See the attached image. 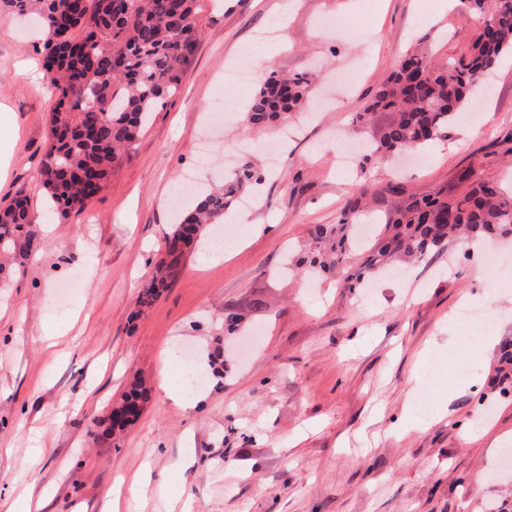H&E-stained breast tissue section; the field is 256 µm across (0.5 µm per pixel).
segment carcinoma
<instances>
[{
  "instance_id": "cac0c4a2",
  "label": "carcinoma",
  "mask_w": 512,
  "mask_h": 512,
  "mask_svg": "<svg viewBox=\"0 0 512 512\" xmlns=\"http://www.w3.org/2000/svg\"><path fill=\"white\" fill-rule=\"evenodd\" d=\"M476 33L467 48L439 60L431 52L407 54L376 92L356 124L374 131L369 161L424 149L446 137L481 77L512 53V0H460ZM0 9L35 15L45 30L43 66L57 94L49 115V145L42 185L56 210L80 212L100 192L114 167L138 139L152 112L178 91L200 33L197 0H0ZM82 28L84 34L73 36ZM311 80L268 73L249 103L245 121L258 128L288 122L307 101ZM261 180L249 158L224 176V183L186 209L165 237L146 300L151 302L180 274L206 224L224 223L231 203ZM367 207L381 208L380 225L368 254L360 250L356 220ZM40 234L24 188L0 207V282L25 267ZM512 238V194L472 168L458 175L456 192L421 195L396 183L371 189L362 182L348 191L336 224H320L299 265L331 274L353 291L367 276L394 263H421L444 250L448 239ZM249 310L224 306V333L236 334ZM494 383L512 392V340L499 344ZM146 390L133 381L124 394L130 411L142 409Z\"/></svg>"
}]
</instances>
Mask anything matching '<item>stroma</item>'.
Instances as JSON below:
<instances>
[{"label":"stroma","instance_id":"35a3bbf8","mask_svg":"<svg viewBox=\"0 0 512 512\" xmlns=\"http://www.w3.org/2000/svg\"><path fill=\"white\" fill-rule=\"evenodd\" d=\"M281 2L199 0L202 39L178 92L107 186L66 217L46 210L40 178L56 94L26 73L43 65L39 37L20 39L18 19L0 11V107L13 117L0 126V204L25 189L53 226L24 274L0 286V502L24 494L45 499L41 512H103L138 476L164 492L121 494L119 512H512V395L491 383L492 339L512 338V243L494 268L452 243L353 294L281 271L315 225L337 222L355 176L379 188L400 178L421 194L454 189L468 167L512 180V56L422 166L403 155L344 167L337 138L368 141L355 115L403 57L456 55L475 26L453 8L424 21L433 0H292L277 22ZM247 54L315 75L310 112L289 132L250 128L237 111L207 128L225 70ZM239 157L259 159L264 180L247 193L252 208H231L247 215L234 250L193 252L140 308L173 223V185L219 182ZM257 300L242 335H225V304ZM464 305L489 319L468 346ZM171 347L190 348L203 373L222 354L221 385L173 404L158 386ZM137 377L150 390L138 420L102 436L98 420ZM39 441L51 455L37 462Z\"/></svg>","mask_w":512,"mask_h":512}]
</instances>
